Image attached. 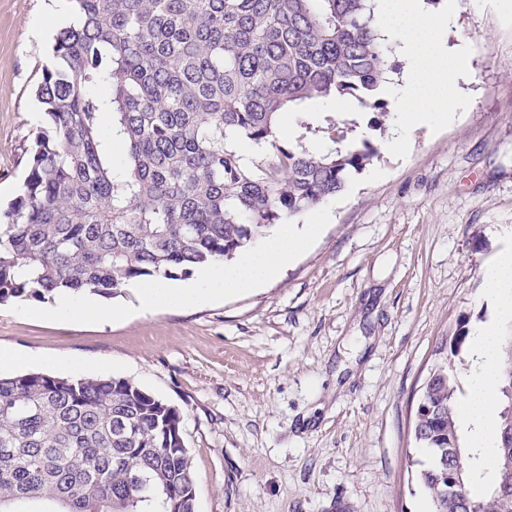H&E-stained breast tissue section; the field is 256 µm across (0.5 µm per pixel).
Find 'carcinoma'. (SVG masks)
Listing matches in <instances>:
<instances>
[{"mask_svg": "<svg viewBox=\"0 0 512 512\" xmlns=\"http://www.w3.org/2000/svg\"><path fill=\"white\" fill-rule=\"evenodd\" d=\"M57 65L36 89L50 129L27 149L22 192L0 212V304L58 294L114 296L143 277L174 279L234 258L275 224L343 191L377 157L311 102L342 100L384 130L395 70L377 0H71ZM298 114L295 143L278 134ZM111 124L103 130L102 115ZM316 136L325 148L306 146ZM125 153L114 159L113 146ZM249 144L247 156L240 146ZM464 332L441 344L414 425L434 512H512V336L498 340L499 440L490 471L457 426ZM465 470L443 493L448 445ZM179 411L123 378L31 372L0 377V512H195Z\"/></svg>", "mask_w": 512, "mask_h": 512, "instance_id": "obj_1", "label": "carcinoma"}]
</instances>
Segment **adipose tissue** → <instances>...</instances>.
<instances>
[{
    "label": "adipose tissue",
    "instance_id": "obj_1",
    "mask_svg": "<svg viewBox=\"0 0 512 512\" xmlns=\"http://www.w3.org/2000/svg\"><path fill=\"white\" fill-rule=\"evenodd\" d=\"M457 8L458 0H443L441 10L435 13L427 10L424 0H390L388 4L385 33L399 41L408 62L400 81L383 87L392 108L405 118L388 144L390 150L406 147L410 128L449 125L467 106L466 100L452 90L448 79L449 71L464 70L469 63L468 50L448 49V25ZM320 230V220L314 215L299 228L283 225L244 253L236 265L213 264L189 288L164 278L132 282L130 290L135 308L142 313L185 308L253 288L276 276ZM484 291L488 298L495 300L498 317L481 325L476 332L474 346L479 362L469 396L458 408V420L474 426L472 441L483 448L485 461L491 464L495 461L497 445L493 422L498 379L494 343L503 326L512 322V249L502 250L491 260L485 273Z\"/></svg>",
    "mask_w": 512,
    "mask_h": 512
}]
</instances>
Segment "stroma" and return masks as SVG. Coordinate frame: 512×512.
Here are the masks:
<instances>
[{
	"label": "stroma",
	"instance_id": "1",
	"mask_svg": "<svg viewBox=\"0 0 512 512\" xmlns=\"http://www.w3.org/2000/svg\"><path fill=\"white\" fill-rule=\"evenodd\" d=\"M50 0H0V204L45 125ZM449 46L456 121L416 128L321 205L323 229L280 273L190 308L105 321L0 305L13 373L133 381L179 410L196 512H433L414 436L442 341L494 318L487 262L512 245V12L459 0Z\"/></svg>",
	"mask_w": 512,
	"mask_h": 512
}]
</instances>
